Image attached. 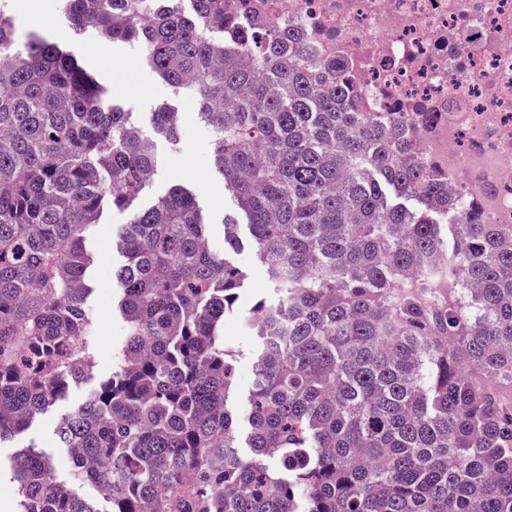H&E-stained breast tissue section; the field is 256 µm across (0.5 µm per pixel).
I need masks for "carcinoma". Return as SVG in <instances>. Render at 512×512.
<instances>
[{
    "mask_svg": "<svg viewBox=\"0 0 512 512\" xmlns=\"http://www.w3.org/2000/svg\"><path fill=\"white\" fill-rule=\"evenodd\" d=\"M62 0L78 32L137 43L214 133L213 162L275 303L253 310L238 453L224 317L245 275L173 188L112 231L124 336L112 376L57 427L73 483L111 512H512V224L418 152L435 112H370L344 56L246 30V0ZM178 113L132 124L65 47L18 45L0 0V442L92 375L85 232L126 210ZM20 512H101L33 445Z\"/></svg>",
    "mask_w": 512,
    "mask_h": 512,
    "instance_id": "obj_1",
    "label": "carcinoma"
}]
</instances>
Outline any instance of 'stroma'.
<instances>
[{
    "label": "stroma",
    "mask_w": 512,
    "mask_h": 512,
    "mask_svg": "<svg viewBox=\"0 0 512 512\" xmlns=\"http://www.w3.org/2000/svg\"><path fill=\"white\" fill-rule=\"evenodd\" d=\"M33 1L36 0H10L19 38L37 32L67 47L101 85L112 88L116 100L144 131H151L157 106L166 104L179 112L178 139L173 144L158 140L159 171L143 187L135 205L147 207L175 185L192 188L204 220L210 226L211 246L225 251L222 223L225 214L233 211L234 201L223 176L212 165L211 127L200 119L181 93L160 80L138 48L115 44L90 32L75 33L61 10L60 0H37L41 3L37 14L31 10ZM127 220V213L105 209L101 225L91 228L87 235L88 245L96 257V269L93 291L84 309L93 328L90 348L94 369L102 379L111 375L113 351L123 338V326L116 310L120 285L112 276L120 256L112 249V228ZM226 253L228 261L246 276L232 312L224 318V342L237 355L236 399L241 402L248 397L254 379L256 336L249 317L258 302L276 300L277 294L251 246ZM88 393L85 386L72 388L65 400L34 422L15 442L0 444V512H16L18 487L7 470L18 449L32 444L51 454L57 463L58 477L66 478L69 461L66 450L57 442L56 427L59 418L82 404Z\"/></svg>",
    "instance_id": "35a3bbf8"
}]
</instances>
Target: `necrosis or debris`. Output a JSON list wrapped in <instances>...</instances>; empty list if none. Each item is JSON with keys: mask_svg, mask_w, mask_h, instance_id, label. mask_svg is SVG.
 Instances as JSON below:
<instances>
[{"mask_svg": "<svg viewBox=\"0 0 512 512\" xmlns=\"http://www.w3.org/2000/svg\"><path fill=\"white\" fill-rule=\"evenodd\" d=\"M318 54L358 65L371 111L422 101L440 121L428 157L512 224V0H248Z\"/></svg>", "mask_w": 512, "mask_h": 512, "instance_id": "obj_1", "label": "necrosis or debris"}]
</instances>
